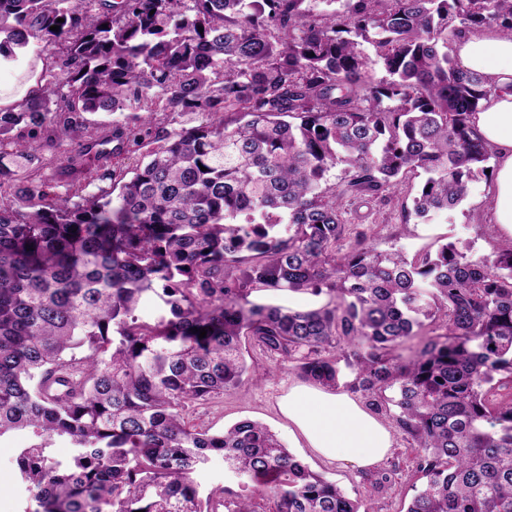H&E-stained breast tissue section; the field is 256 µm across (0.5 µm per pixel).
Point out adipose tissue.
I'll return each mask as SVG.
<instances>
[{
    "mask_svg": "<svg viewBox=\"0 0 512 512\" xmlns=\"http://www.w3.org/2000/svg\"><path fill=\"white\" fill-rule=\"evenodd\" d=\"M455 50L463 68L483 74L495 87L471 122L496 154L489 219L501 241H512V37L496 30L465 31ZM280 410L323 458L370 470L391 451L388 425L345 393L300 385L283 398Z\"/></svg>",
    "mask_w": 512,
    "mask_h": 512,
    "instance_id": "obj_1",
    "label": "adipose tissue"
}]
</instances>
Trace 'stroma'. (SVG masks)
Wrapping results in <instances>:
<instances>
[{
  "mask_svg": "<svg viewBox=\"0 0 512 512\" xmlns=\"http://www.w3.org/2000/svg\"><path fill=\"white\" fill-rule=\"evenodd\" d=\"M52 62V49L30 51L18 62L0 66V84L15 88L33 84ZM422 181V174L408 175L400 194L384 205L355 201L348 208V222L371 228L372 244L380 251L400 248L412 256L435 250L440 239L453 236L471 242L475 255L490 253L497 242V233L487 220L489 178L475 181L467 199L449 214L427 221L415 217L403 219L402 208L411 205ZM246 361L249 371L245 384L208 403L190 407L187 416L191 424L219 431L244 418L260 421L313 471L335 482L351 497L372 506L374 512H404L422 478L414 467L415 451L402 432H395L389 457L374 470L362 471L344 462L321 458L307 447L299 434L291 431L280 412L282 399L301 382L297 373L281 363L278 356L254 345L250 346ZM26 443L27 436L23 433L0 440V512H33L35 507L12 465L18 449ZM381 471L388 473L389 481L379 487L375 478Z\"/></svg>",
  "mask_w": 512,
  "mask_h": 512,
  "instance_id": "1",
  "label": "stroma"
}]
</instances>
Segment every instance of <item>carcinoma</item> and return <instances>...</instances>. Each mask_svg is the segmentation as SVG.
<instances>
[{"label":"carcinoma","instance_id":"carcinoma-1","mask_svg":"<svg viewBox=\"0 0 512 512\" xmlns=\"http://www.w3.org/2000/svg\"><path fill=\"white\" fill-rule=\"evenodd\" d=\"M485 25L512 36V0H0V62L56 48L0 108V437H29L34 512H369L259 422L189 426L243 385L246 340L395 407L425 478L405 512H512V242L410 258L344 218L418 170L403 218L434 217L490 168L470 117L491 86L454 55ZM160 110L205 120L170 130ZM113 141L150 145L132 176L107 167ZM69 144L51 195L32 164ZM150 295L167 308L151 323ZM213 459L256 496L200 497Z\"/></svg>","mask_w":512,"mask_h":512}]
</instances>
